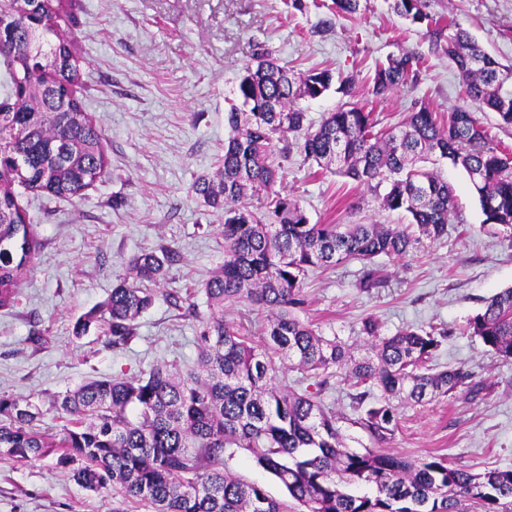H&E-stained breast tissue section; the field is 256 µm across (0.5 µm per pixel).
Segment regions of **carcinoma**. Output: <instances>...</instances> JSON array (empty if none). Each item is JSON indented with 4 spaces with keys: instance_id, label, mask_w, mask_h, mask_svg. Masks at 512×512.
Wrapping results in <instances>:
<instances>
[{
    "instance_id": "cac0c4a2",
    "label": "carcinoma",
    "mask_w": 512,
    "mask_h": 512,
    "mask_svg": "<svg viewBox=\"0 0 512 512\" xmlns=\"http://www.w3.org/2000/svg\"><path fill=\"white\" fill-rule=\"evenodd\" d=\"M71 7L65 0H0L6 19L0 58L15 69L17 95L29 108L0 112V308L16 302L37 248L12 185L72 198L109 168L102 132L78 95L79 48L58 31ZM391 8L444 41L466 102L446 120L422 104L390 129L345 102L314 128L305 125L299 100L323 96L335 81L346 91L352 77H336L329 68L297 76L269 54H256L226 115L222 168L213 178L197 177L191 190L224 211V263L204 284L207 302L264 312L259 336L251 333V321L231 323L213 311L200 320L195 365L91 379L56 395L55 409L66 419L58 434L41 428L37 405L0 394L1 458L30 462L52 455L86 491L113 490L125 501L151 504L154 512H289L285 502L230 472L227 461L242 451L281 482L299 512H512V469L472 473L449 466L443 455L409 460L379 449L395 435L400 402L454 394L474 399L483 390L461 367L431 365L446 332L407 326L388 335L368 316L360 335L371 352L357 359L347 343L295 315L306 305L308 272L357 260L363 264L358 288L368 292L382 284L377 258L403 257L419 238L448 234L454 189L421 162L446 160L463 169L483 223L512 231V153L493 145L478 117L494 112L512 127V65L501 64L460 25L440 24L424 11V0H392ZM422 64L409 52L388 56L376 65L373 93L404 84ZM295 133L302 137L287 140ZM293 150L321 169L334 165L354 181L385 186L380 207L406 214L409 224L310 223L277 187L276 152ZM259 193L263 210L256 212L247 200ZM178 261L170 248L132 257L102 308L75 322L73 336L82 338L95 324L112 347L128 346L135 321ZM467 331L512 360V287L493 295ZM284 368L314 380L315 391L278 386ZM338 374L350 381L355 418L321 401ZM344 420L378 448H345ZM361 486L374 492L360 493Z\"/></svg>"
}]
</instances>
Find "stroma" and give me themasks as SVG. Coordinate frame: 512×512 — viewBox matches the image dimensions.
<instances>
[{
	"label": "stroma",
	"mask_w": 512,
	"mask_h": 512,
	"mask_svg": "<svg viewBox=\"0 0 512 512\" xmlns=\"http://www.w3.org/2000/svg\"><path fill=\"white\" fill-rule=\"evenodd\" d=\"M391 0H362L358 14L337 13L332 0H75L62 27L80 47L86 109L110 159L105 179L75 198L19 191L36 240L17 304L0 310V394L37 404L42 425L60 431L54 395L99 377H130L160 364L194 365L197 319L210 309L202 290L224 261L222 211L191 192L214 174L224 153L226 112L238 78L256 52L297 72L330 68L349 75V93L329 90L302 100L309 124L350 101L381 127L399 124L415 105L445 116L462 102L455 68L426 26L395 15ZM434 17L466 28L489 53L512 63V0H426ZM410 52L424 64L407 83L377 96V62ZM440 169L455 189L448 234L421 240L406 256L378 258L384 282L369 292L357 280L360 262L307 274L301 319L366 347L358 330L376 317L384 333L406 326L447 332L434 359L460 366L487 388L473 400L443 398L399 409L387 452L419 459L434 452L473 473L512 468V360L493 355L467 334L486 300L512 287V233L483 229L484 216L467 174ZM283 185L313 224H402L381 209L375 192L293 153L282 163ZM168 247L180 260L153 306L136 322L137 337L115 349L99 331L75 338L76 319L99 309L127 261ZM190 296L197 315L169 295ZM153 512L85 491L53 458L0 460V512Z\"/></svg>",
	"instance_id": "stroma-1"
}]
</instances>
